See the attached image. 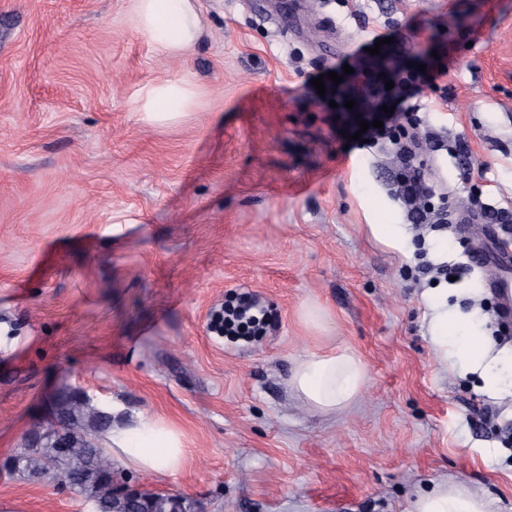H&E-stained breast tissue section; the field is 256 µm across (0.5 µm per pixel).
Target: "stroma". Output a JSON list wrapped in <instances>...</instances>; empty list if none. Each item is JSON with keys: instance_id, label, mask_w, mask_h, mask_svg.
Returning a JSON list of instances; mask_svg holds the SVG:
<instances>
[{"instance_id": "stroma-1", "label": "stroma", "mask_w": 512, "mask_h": 512, "mask_svg": "<svg viewBox=\"0 0 512 512\" xmlns=\"http://www.w3.org/2000/svg\"><path fill=\"white\" fill-rule=\"evenodd\" d=\"M196 4L202 39L164 57L130 0H0V460L71 387L177 428L180 471L119 474L197 512H407L446 477L512 512V396L440 363L429 331L444 288L512 347L469 263L476 230L413 224L387 149L349 144L338 84H312L377 58L441 71L419 116L459 143L431 159L449 209H512V0ZM168 78L196 85L195 106L145 123L142 89ZM471 161L486 181L465 180ZM374 224L401 225L405 245ZM248 303L265 334L225 335L217 314ZM310 303L324 329L303 323ZM334 347L368 381L324 414L286 379ZM0 504L91 512L60 481L5 473Z\"/></svg>"}]
</instances>
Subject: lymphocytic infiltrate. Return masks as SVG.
Listing matches in <instances>:
<instances>
[{
    "mask_svg": "<svg viewBox=\"0 0 512 512\" xmlns=\"http://www.w3.org/2000/svg\"><path fill=\"white\" fill-rule=\"evenodd\" d=\"M389 80L394 83L390 89L385 86ZM435 81L432 74L390 68L382 75L356 72L352 85L353 98L370 124L365 137L370 143L389 147L395 167L392 192L416 224L431 221L433 192L426 178L425 156L438 151L441 143L438 133L422 129L415 119L420 108L415 97L422 86ZM377 119L382 122L378 128L373 125Z\"/></svg>",
    "mask_w": 512,
    "mask_h": 512,
    "instance_id": "lymphocytic-infiltrate-1",
    "label": "lymphocytic infiltrate"
}]
</instances>
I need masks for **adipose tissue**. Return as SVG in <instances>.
<instances>
[{
  "label": "adipose tissue",
  "mask_w": 512,
  "mask_h": 512,
  "mask_svg": "<svg viewBox=\"0 0 512 512\" xmlns=\"http://www.w3.org/2000/svg\"><path fill=\"white\" fill-rule=\"evenodd\" d=\"M138 30L155 50L177 57L191 50L203 35V23L194 0H131ZM196 99L187 81L159 80L145 86L140 110L147 122L173 124L180 121ZM431 322L432 342L438 357L478 374L486 392H512V353L493 351L488 337L466 328L465 318L438 300ZM367 368L354 353L341 350L307 352L299 356L289 388L313 409L330 413L348 406L361 395ZM112 454L119 462L148 474H173L186 458L184 444L174 427L160 420L132 417L112 429ZM409 512H494L490 499L469 486L442 479L418 495Z\"/></svg>",
  "instance_id": "adipose-tissue-1"
}]
</instances>
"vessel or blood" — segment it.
<instances>
[{"mask_svg":"<svg viewBox=\"0 0 512 512\" xmlns=\"http://www.w3.org/2000/svg\"><path fill=\"white\" fill-rule=\"evenodd\" d=\"M490 225H483L472 254L473 264L486 271L488 288L498 295L504 317L512 316V282L506 274L512 271V247L491 236Z\"/></svg>","mask_w":512,"mask_h":512,"instance_id":"vessel-or-blood-1","label":"vessel or blood"}]
</instances>
